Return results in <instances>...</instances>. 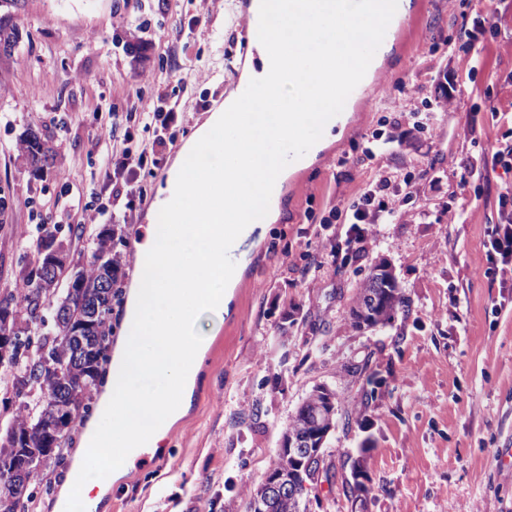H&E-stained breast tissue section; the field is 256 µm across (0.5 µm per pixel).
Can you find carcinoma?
Segmentation results:
<instances>
[{"label":"carcinoma","mask_w":512,"mask_h":512,"mask_svg":"<svg viewBox=\"0 0 512 512\" xmlns=\"http://www.w3.org/2000/svg\"><path fill=\"white\" fill-rule=\"evenodd\" d=\"M25 0H0V47L15 49L23 42L18 27L19 12ZM21 155L33 172L55 155L51 141L40 132L29 129L22 137ZM97 250L90 268L69 274L61 268L52 276L42 274L50 249L55 243L53 230H47L44 248L35 258L20 256L25 288L9 293L0 305H15L9 321L0 320V332L34 336L35 344L12 349L0 359L6 389L22 398L19 411L7 419L0 418V512H28L32 499L29 492L34 482L46 479V464L64 461L61 443L66 435L59 433L50 443L46 436L57 427V405L72 404L74 410H92L91 392L100 375L101 364L108 360V336L112 335L109 316L112 301L120 295L114 272L119 255L112 253L107 241L108 229H94ZM110 282V287L102 284ZM407 307V299L396 288L389 271L367 276L358 289L352 319L355 325L384 326ZM70 341L67 349L54 359L44 355L46 347ZM325 428L336 426V408L327 406L323 396L314 392L302 403L283 434V443L305 440L313 435L317 423ZM322 471L325 479L333 478L325 461H311L288 449L278 453L277 472L288 479V486L273 489L263 481L243 490L245 512H308V492L295 489L299 473L310 464ZM25 471V478L18 477Z\"/></svg>","instance_id":"cac0c4a2"}]
</instances>
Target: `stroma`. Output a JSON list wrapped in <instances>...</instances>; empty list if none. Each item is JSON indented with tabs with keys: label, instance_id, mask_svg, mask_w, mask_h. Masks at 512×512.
Returning <instances> with one entry per match:
<instances>
[{
	"label": "stroma",
	"instance_id": "1",
	"mask_svg": "<svg viewBox=\"0 0 512 512\" xmlns=\"http://www.w3.org/2000/svg\"><path fill=\"white\" fill-rule=\"evenodd\" d=\"M489 8L495 34L472 54H449V41ZM21 18L23 50L0 55V114L12 117L0 124V194L9 201L0 212V296L22 282L20 253L40 250L25 235L36 216L59 228L70 271L87 268L95 247L71 234L65 203L98 179L103 163L88 143L111 111L166 88L182 112L172 132L184 143L236 83L245 42L240 0H27ZM405 20L382 80L349 104L341 137L285 180L280 214L258 225L228 310L201 317L208 350L188 413L163 450L106 489L97 512H244L243 487L265 477L289 421L318 387L336 395L325 442L334 478L312 490L309 512H461L467 503L512 512V273L481 274L512 173L459 183L464 159L512 142V120L491 115L512 108V0H412ZM475 57L485 62L476 72ZM48 67L57 81L39 86ZM428 103L439 114L433 136L412 133L395 153L353 163L391 110ZM30 128L57 153L40 177L18 150ZM382 167L398 172L406 197L397 223L380 225L366 251L314 268L312 256L329 251L317 235L321 217ZM168 169L146 167V204L114 229L121 257L144 236ZM458 205L467 223H449ZM381 262L408 306L386 326L355 328L356 290ZM85 422L76 419L65 463L46 468L49 485L35 489L29 512H53L83 451ZM357 465L368 481L355 498Z\"/></svg>",
	"mask_w": 512,
	"mask_h": 512
}]
</instances>
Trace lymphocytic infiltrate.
Instances as JSON below:
<instances>
[{
  "label": "lymphocytic infiltrate",
  "instance_id": "f902f5d3",
  "mask_svg": "<svg viewBox=\"0 0 512 512\" xmlns=\"http://www.w3.org/2000/svg\"><path fill=\"white\" fill-rule=\"evenodd\" d=\"M176 109V102L160 89L149 100H137L132 115L113 113L110 125L89 143L90 152L101 155L106 162L103 182L110 185L111 192L105 201L95 206L85 202L83 195L72 197L69 209L76 224L85 227L126 222L128 214L144 196L140 180L142 171L147 165H160L174 141L170 128L177 119ZM131 118L137 119L149 134L135 151L129 148L127 140L117 135L118 129ZM386 123L392 130L391 135L385 137L375 132L367 137L358 157L360 163L373 162L399 145L397 132L403 127L410 126L422 133L432 131L437 116L433 110L414 107L393 112ZM395 180L394 172L379 169L373 179L354 191L344 208L320 219V229L330 243V258L344 259L349 254L366 250L372 242L375 225L394 223L402 205L400 199L389 193ZM498 208L500 221L488 232L487 256L491 265L506 268L512 266V189L499 193Z\"/></svg>",
  "mask_w": 512,
  "mask_h": 512
}]
</instances>
